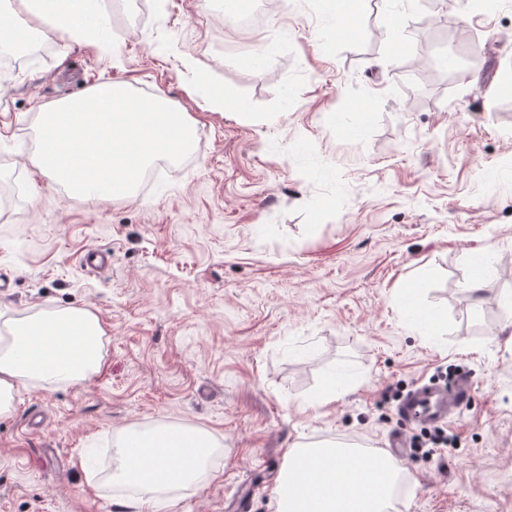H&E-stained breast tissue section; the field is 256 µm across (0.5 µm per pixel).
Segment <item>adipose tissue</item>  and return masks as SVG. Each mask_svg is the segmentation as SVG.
Returning <instances> with one entry per match:
<instances>
[{"mask_svg": "<svg viewBox=\"0 0 512 512\" xmlns=\"http://www.w3.org/2000/svg\"><path fill=\"white\" fill-rule=\"evenodd\" d=\"M90 0H0V46H12L22 26L48 28L71 40L87 31ZM104 330L86 309H48L10 323L0 336V414L8 412L16 387L27 382L74 385L102 366ZM144 454L133 469L129 449ZM217 441L206 431L160 424L126 428L113 444L118 465L113 485L136 490L128 505L159 507L175 491L198 485L211 470ZM275 489L276 512H386L402 469L389 456L321 443L287 450ZM170 469L164 479L155 471Z\"/></svg>", "mask_w": 512, "mask_h": 512, "instance_id": "adipose-tissue-1", "label": "adipose tissue"}]
</instances>
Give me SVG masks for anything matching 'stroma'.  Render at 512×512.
I'll use <instances>...</instances> for the list:
<instances>
[{"label":"stroma","instance_id":"1","mask_svg":"<svg viewBox=\"0 0 512 512\" xmlns=\"http://www.w3.org/2000/svg\"><path fill=\"white\" fill-rule=\"evenodd\" d=\"M493 3L397 0L387 32L364 0L340 34L325 0H255L253 29L224 0H99L108 34L0 48V324L76 307L105 331L99 373L19 385L0 415V512H119L112 441L162 423L220 444L166 512H275L287 449L412 437L387 387L445 372L473 386L455 445L401 458L389 512H512V0ZM108 77L196 139L146 190L85 200L30 166L35 118ZM94 249L111 268L83 266ZM411 285L443 329L404 314Z\"/></svg>","mask_w":512,"mask_h":512}]
</instances>
